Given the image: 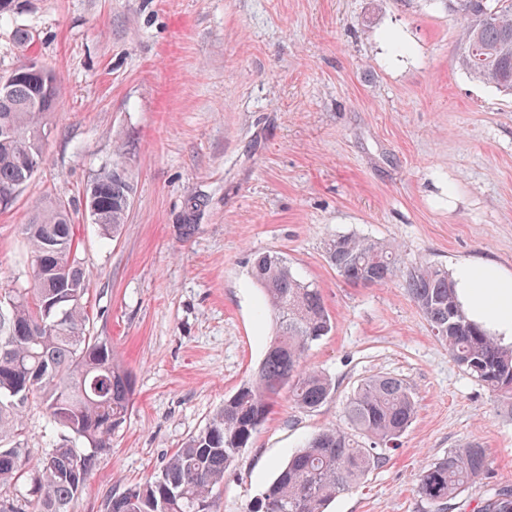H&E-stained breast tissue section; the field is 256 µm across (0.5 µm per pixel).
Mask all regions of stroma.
Instances as JSON below:
<instances>
[{"mask_svg":"<svg viewBox=\"0 0 512 512\" xmlns=\"http://www.w3.org/2000/svg\"><path fill=\"white\" fill-rule=\"evenodd\" d=\"M467 17L444 0H27L0 20V76L23 58L15 28L62 84L46 161L0 209V289L33 287L20 226L33 206L79 201L109 164L133 185L103 239L73 214L91 330L134 379V401L72 512L150 478L249 378L276 333L258 313L253 259L276 252L320 288L335 325L307 351L335 393L316 411L281 396L211 512H250L278 463L342 421L362 379L413 388L416 414L381 467L328 512H435L422 469L478 445L488 471L445 512L512 488V400L463 371L409 297L403 273L345 282L324 243L391 244L401 265L512 270V96L460 67ZM31 459L54 433L24 417Z\"/></svg>","mask_w":512,"mask_h":512,"instance_id":"stroma-1","label":"stroma"}]
</instances>
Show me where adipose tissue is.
Here are the masks:
<instances>
[{
	"instance_id": "1",
	"label": "adipose tissue",
	"mask_w": 512,
	"mask_h": 512,
	"mask_svg": "<svg viewBox=\"0 0 512 512\" xmlns=\"http://www.w3.org/2000/svg\"><path fill=\"white\" fill-rule=\"evenodd\" d=\"M453 278L465 314L498 340L512 343V272L494 263L465 262Z\"/></svg>"
}]
</instances>
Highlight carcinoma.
Here are the masks:
<instances>
[{
    "label": "carcinoma",
    "instance_id": "1",
    "mask_svg": "<svg viewBox=\"0 0 512 512\" xmlns=\"http://www.w3.org/2000/svg\"><path fill=\"white\" fill-rule=\"evenodd\" d=\"M483 0H454L455 10L473 19L463 37L459 64L474 79L512 94V0H495L497 11L481 20ZM60 93L56 74L22 75L0 93V192L30 181L23 163L42 166L46 118ZM96 224L109 238L126 223L133 184L127 174L97 175ZM32 263L42 260L58 272L61 287L16 288L0 299V503L9 512H70L91 472L112 448V433L133 405L131 372L116 357L111 341L88 328L84 303L88 282L76 258L70 206L62 201L35 209L21 225ZM338 275L354 285H381L397 272L394 248L355 235H336L324 244ZM251 276L265 297L263 312L276 320L257 371L171 454L160 474L109 497L105 512H210L216 486L267 420L284 391L295 406L313 411L335 393L325 372L308 368L309 346L328 335L333 321L319 288L298 278L285 257H255ZM405 287L434 335L454 362L493 391L512 398V347L498 343L468 320L448 271L426 262L408 270ZM37 403L59 429L45 456L31 463L20 442L24 414ZM416 409L408 383L391 375L363 380L343 404L346 426L312 435L280 465L263 492L257 512H325L336 495L349 490L386 461ZM488 465L478 446L448 450L421 473L418 493L438 510L462 488L481 478ZM478 512H512V490L503 489Z\"/></svg>",
    "mask_w": 512,
    "mask_h": 512
}]
</instances>
